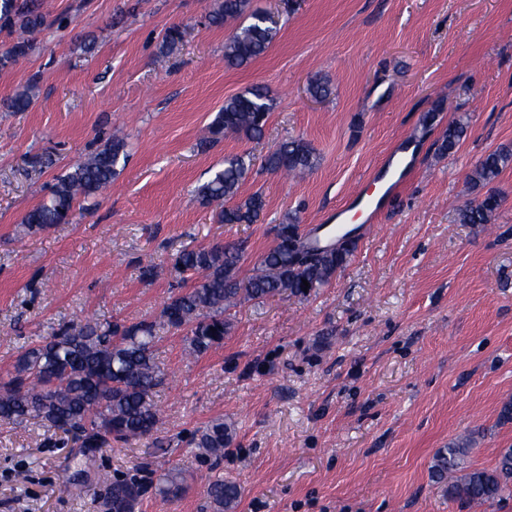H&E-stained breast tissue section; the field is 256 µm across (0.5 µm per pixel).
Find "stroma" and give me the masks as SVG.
Listing matches in <instances>:
<instances>
[{
  "mask_svg": "<svg viewBox=\"0 0 512 512\" xmlns=\"http://www.w3.org/2000/svg\"><path fill=\"white\" fill-rule=\"evenodd\" d=\"M217 2L41 0L34 51L0 69V377L59 326L158 320L182 246L246 241L248 277L285 214L309 233L373 193L399 152L411 157L329 285L230 309L223 344L198 358L185 356L182 332L161 330L159 436L92 457L46 445L34 422L0 425V512H100L91 489L175 466L187 492L146 494L136 512H205L218 475L242 489L236 512H512V495L465 508L431 475L435 452L458 438H471L480 468L512 446L500 418L512 400V165L493 183L491 223L456 221L483 195L467 183L475 163L512 149V0H251L280 14V30L240 69L224 63L235 22L207 21ZM174 25L183 39L162 54ZM317 78L332 87L320 101L307 92ZM32 83L33 106L9 111ZM254 87L273 100L263 138L200 148L225 99ZM456 120L467 136L440 155ZM114 132L128 157L94 206L23 233L42 185ZM289 138L316 157L297 179L260 165ZM45 152L54 166L34 169ZM243 153L256 164L238 196L262 193L265 208L255 223L222 224L193 190ZM149 265L158 275L147 283ZM216 419L233 430L217 462L190 443Z\"/></svg>",
  "mask_w": 512,
  "mask_h": 512,
  "instance_id": "obj_1",
  "label": "stroma"
}]
</instances>
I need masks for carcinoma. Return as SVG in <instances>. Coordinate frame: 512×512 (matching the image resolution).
Listing matches in <instances>:
<instances>
[{
	"label": "carcinoma",
	"instance_id": "obj_1",
	"mask_svg": "<svg viewBox=\"0 0 512 512\" xmlns=\"http://www.w3.org/2000/svg\"><path fill=\"white\" fill-rule=\"evenodd\" d=\"M244 20L224 44V61L234 67L245 66L269 49L278 29L265 25L250 0H220L208 14V21L221 26L228 20ZM45 24L40 0H0V28L17 33L16 41L0 51V68L12 66L28 55L35 44L32 35ZM36 98L35 85H28L9 103L14 112L28 110ZM272 109V99L262 88L232 96L224 101L208 127L213 136L232 134L248 140L262 138ZM467 133L461 122L448 125L439 151L447 153ZM126 138L112 136L95 151L77 161L49 186L45 201L21 219L29 234L69 222L75 204L96 197L118 175L120 160L127 158ZM512 162L507 148L480 159L468 183L474 189L486 187ZM263 166L288 174H302L315 165L311 145L291 138L268 152ZM252 166L248 153L224 158V168L214 172L194 189L202 204L217 203L221 224H250L264 210L262 195L231 203ZM499 196L486 192L479 200L458 209L460 224H488L500 207ZM275 244L260 259L254 273L239 276L246 252L243 240L216 242L206 246H186L173 258V269L180 275L195 277L180 286L162 307L163 324L185 331V350L200 357L224 341L229 323L224 313L244 301H263L283 293L304 296L328 285L346 264L353 251L352 238L335 249L320 246L300 232L296 217L288 214L274 226ZM309 288H304V283ZM154 323L130 325H62L17 358L14 372L0 382V422L21 424L37 420L43 426L63 433L46 443L65 445L71 441L91 456L112 442L128 443L153 435L158 429L159 409L153 391L161 383L155 355ZM233 440L231 426L214 421L194 439L201 454L216 459ZM471 440L461 439L439 449L433 457L432 473L445 484L448 496L473 506L500 500L509 491L512 479V448L503 449L492 470L468 465ZM163 500H172L185 490L182 473L172 469L153 482L135 475L118 479L104 492L96 494L105 512H135L149 490ZM212 512H235L241 489L222 477L213 479L206 491Z\"/></svg>",
	"mask_w": 512,
	"mask_h": 512
}]
</instances>
